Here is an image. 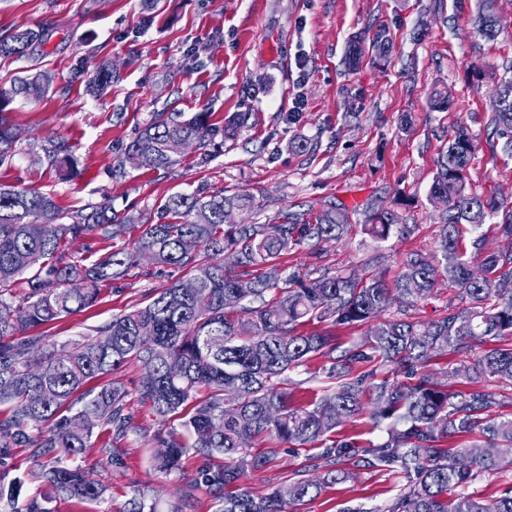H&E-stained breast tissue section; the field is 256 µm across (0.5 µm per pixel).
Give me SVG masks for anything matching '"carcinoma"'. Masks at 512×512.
<instances>
[{
    "label": "carcinoma",
    "instance_id": "carcinoma-1",
    "mask_svg": "<svg viewBox=\"0 0 512 512\" xmlns=\"http://www.w3.org/2000/svg\"><path fill=\"white\" fill-rule=\"evenodd\" d=\"M476 24L487 40L499 36L498 0H481ZM45 42L40 29H17L0 35V57L23 58ZM505 72L490 125L502 151L512 154V66ZM52 81L36 72L20 79L13 93L39 97ZM110 82L112 68L102 64L86 81V91L96 93ZM5 103L0 93V164L15 156L18 142L3 115ZM216 134L204 112L184 119L179 112H158L110 175H123L144 154L153 156V167L168 168L183 146L207 147ZM475 151L473 134L461 124L437 161L430 197L448 198L439 234L441 263L412 252L391 284L375 274L324 272L313 278L297 269L277 280L258 272L289 251L341 239L349 228L343 206L311 219L288 212L279 224H226L224 211L247 210L252 197L201 186L168 196L157 209V222L142 231L133 249L106 247L99 255L91 249L96 259L85 264L67 258L66 243L94 234L107 244L134 217H119L108 201L68 212L51 194L0 186V467L15 449L32 448L47 486L44 494L23 501L19 484L0 487V500L7 499L12 512H52L50 504L61 496L102 502L108 488L78 460L95 447L110 459L112 445L135 436L166 449L154 455V467L164 476L181 469L188 449L199 452L193 484L214 495L216 512H290L343 480L336 465L344 460L406 475L408 488L380 512H512V487L490 500L462 492L473 470L512 466V414L500 413L498 394L484 386L456 392L419 373L435 356L468 355L476 342L512 337V251L484 252L483 233L490 223L512 239V206L470 191L466 175ZM40 152L39 160L61 178L74 173L76 159L62 139L43 140ZM43 224L58 226L55 238H44ZM365 228L376 241L409 231L388 209L369 214ZM203 250L221 260L199 258ZM143 253L184 275L85 340L58 345L31 333L92 307L102 288L137 266ZM24 274L28 292L18 297L13 286ZM440 276L456 287L460 305L434 322L413 320L409 305L431 296ZM185 280L198 288L183 291ZM395 303L397 314L384 316ZM308 321L367 330L360 344L325 370L336 387L297 407L277 379L336 351L332 333L297 332ZM131 361L151 362L157 373L153 384L137 389L140 407L158 422L178 425L150 435L129 410L133 393L122 382L87 388ZM377 361L393 364L396 377L376 379ZM456 373L511 385L512 345L476 355ZM368 405L372 423L387 424V438L364 447L336 437ZM475 431L483 440L474 454L469 447L452 453L441 447ZM261 438L321 449L309 461L314 469H326L323 480L291 477L264 495L224 493L273 460L274 448L247 452V442ZM131 512H157L154 494L134 490Z\"/></svg>",
    "mask_w": 512,
    "mask_h": 512
}]
</instances>
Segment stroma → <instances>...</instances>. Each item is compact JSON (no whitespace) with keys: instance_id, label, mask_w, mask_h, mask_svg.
Returning <instances> with one entry per match:
<instances>
[{"instance_id":"stroma-1","label":"stroma","mask_w":512,"mask_h":512,"mask_svg":"<svg viewBox=\"0 0 512 512\" xmlns=\"http://www.w3.org/2000/svg\"><path fill=\"white\" fill-rule=\"evenodd\" d=\"M478 0H0V34L45 30L49 39L25 59H0V89L49 72L40 98L14 96L6 113L20 135L14 158L0 165V184L52 194L64 209L111 201L119 215L135 216L117 246L137 240L162 201L205 185L226 195L250 194L251 210L237 224H276L283 214L345 205L350 228L326 241L282 256L273 276L294 269L380 274L393 280L410 252L435 253L443 205L429 195L437 161L459 124L479 148L467 178L473 192L512 205V155L496 145L488 121L493 89L512 63V0H499L500 34L485 39L474 24ZM386 29L385 56L367 51L358 68L346 53L357 35ZM112 67L103 91L86 92L90 74ZM441 89L446 109L430 107ZM207 113L218 133L210 146H189L167 169L143 164L113 178L109 169L139 131L161 111ZM61 137L77 160L74 176L58 180L36 162L39 142ZM309 148L291 150L294 139ZM395 210L410 232L375 242L364 222L369 211ZM180 273L143 260L104 289L92 308L50 325L59 344L93 335L112 317L147 304ZM328 360L316 356L288 371L285 387L297 405L322 393ZM277 448L266 471L232 485V492L264 494L303 468L313 448L269 439L254 452ZM113 463L96 466L108 488L103 503L54 501L55 512H127L134 488L157 493L159 512L185 495L193 512H214L206 490L192 488L196 451L180 474L159 477L152 448L129 439L112 450ZM297 512H378L408 486L398 471L352 468ZM20 482L21 497L44 489L32 451L16 449L0 482Z\"/></svg>"}]
</instances>
